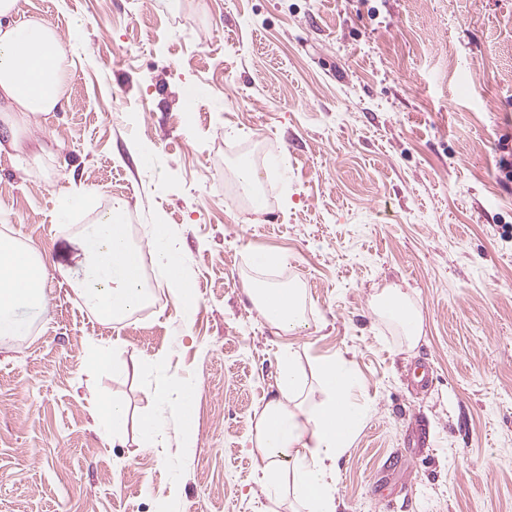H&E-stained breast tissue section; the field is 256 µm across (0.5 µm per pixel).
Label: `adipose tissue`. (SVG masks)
Masks as SVG:
<instances>
[{
  "mask_svg": "<svg viewBox=\"0 0 512 512\" xmlns=\"http://www.w3.org/2000/svg\"><path fill=\"white\" fill-rule=\"evenodd\" d=\"M17 0H0V99L15 115L53 111L62 96L60 71L68 47L55 29L41 20L15 21ZM124 200H113L102 211L85 243L89 262L76 284L84 304L108 323H118L145 306L142 257L130 240L121 216ZM156 263L184 314L198 304L192 277L181 259L182 246L162 224H154ZM47 268L38 253L10 239L0 238V335L15 332L18 310L45 304ZM245 291L266 324L279 336H297L308 329L306 290L298 282L247 280ZM375 314L398 328L407 343L422 333V316L400 289L377 292ZM180 393L170 415L185 440L196 436V392L175 375L152 388L157 400L170 389ZM361 381L346 350L314 357L303 368L296 348H289L279 363L276 394L262 407L251 435L257 484L279 494L283 477H290L292 492L302 512H337L336 464L363 430L370 411L360 395Z\"/></svg>",
  "mask_w": 512,
  "mask_h": 512,
  "instance_id": "obj_1",
  "label": "adipose tissue"
}]
</instances>
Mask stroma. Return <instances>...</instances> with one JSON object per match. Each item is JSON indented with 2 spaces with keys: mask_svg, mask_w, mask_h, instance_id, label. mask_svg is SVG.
Here are the masks:
<instances>
[{
  "mask_svg": "<svg viewBox=\"0 0 512 512\" xmlns=\"http://www.w3.org/2000/svg\"><path fill=\"white\" fill-rule=\"evenodd\" d=\"M14 18L76 54L59 105L0 149V235L49 267L45 309L0 335V512H290L248 442L284 343L244 291L261 251L307 288L301 356L349 349L370 405L337 512H512V0H18ZM190 83L210 96L188 114ZM245 160L277 168L258 213L229 179ZM116 198L142 253L156 218L181 239L191 320L158 277L115 324L74 291ZM388 286L422 313L415 344L373 312ZM92 339L120 347L97 383L128 408L112 443L85 383ZM160 351L164 372L146 363ZM166 372L198 388L193 443L151 395ZM145 415L160 447L141 443Z\"/></svg>",
  "mask_w": 512,
  "mask_h": 512,
  "instance_id": "obj_1",
  "label": "stroma"
}]
</instances>
